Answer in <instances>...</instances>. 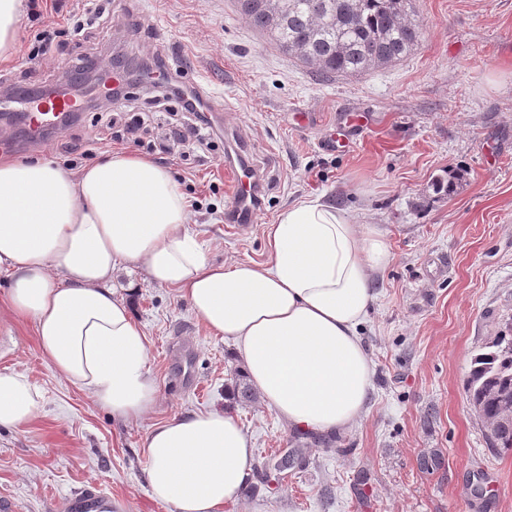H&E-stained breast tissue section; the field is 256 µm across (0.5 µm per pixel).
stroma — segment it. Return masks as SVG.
<instances>
[{
	"label": "stroma",
	"instance_id": "stroma-1",
	"mask_svg": "<svg viewBox=\"0 0 512 512\" xmlns=\"http://www.w3.org/2000/svg\"><path fill=\"white\" fill-rule=\"evenodd\" d=\"M100 3L112 20L107 36L89 45L77 13L43 64L28 54L49 18L25 9L16 51L0 60V87L59 89L81 57L123 66L155 55L203 100L223 102L208 142L161 151L176 117L138 101L128 109L144 116L138 134L105 129L92 107L39 135L0 129V156L76 172L110 152L149 155L174 173L191 227L217 263L268 261L269 224L303 200L333 203L379 229L392 259L359 328L372 388L357 424L325 443L289 428L264 402L237 404L232 343L210 335L175 289L128 267L113 285L141 286L133 312L150 342L158 397L146 418L126 422L47 365L32 322L10 312L0 277V369L26 373L45 395L26 426L0 430V498L21 512H60L70 493L93 486L121 499L124 512H173L148 492L146 433L178 414L230 408L254 444L251 481L260 491L224 512H512V455L489 449L466 393L473 356L512 319V0H412L424 34L410 54L328 81L251 29L235 0ZM353 115L367 123L350 148H325ZM229 128L249 143L265 183L254 222L242 227L226 221ZM460 165L466 184L435 195L434 179ZM293 448L306 459L288 474L264 467L266 456Z\"/></svg>",
	"mask_w": 512,
	"mask_h": 512
}]
</instances>
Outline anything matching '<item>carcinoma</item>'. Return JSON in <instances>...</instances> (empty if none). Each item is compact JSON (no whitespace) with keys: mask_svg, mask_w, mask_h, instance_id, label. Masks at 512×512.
Here are the masks:
<instances>
[{"mask_svg":"<svg viewBox=\"0 0 512 512\" xmlns=\"http://www.w3.org/2000/svg\"><path fill=\"white\" fill-rule=\"evenodd\" d=\"M237 7L252 29L323 80L395 63L414 50L423 32L411 0H281L276 9L259 0H237ZM466 391L479 415L496 422L490 448L512 452L511 326L472 358ZM232 395L240 403L256 400L239 370Z\"/></svg>","mask_w":512,"mask_h":512,"instance_id":"cac0c4a2","label":"carcinoma"}]
</instances>
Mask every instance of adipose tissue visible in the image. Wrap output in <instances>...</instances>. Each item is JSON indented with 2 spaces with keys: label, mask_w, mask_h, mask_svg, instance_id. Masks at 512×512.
<instances>
[{
  "label": "adipose tissue",
  "mask_w": 512,
  "mask_h": 512,
  "mask_svg": "<svg viewBox=\"0 0 512 512\" xmlns=\"http://www.w3.org/2000/svg\"><path fill=\"white\" fill-rule=\"evenodd\" d=\"M172 172L133 151L72 173L49 160L0 162V274L9 308L30 319L46 363L113 415L157 402L139 291L112 281L128 264L176 289L211 335L234 341L250 384L289 427L343 433L363 415L373 364L358 329L391 261L381 233L310 199L269 227L266 263L210 262ZM44 395L0 370V428L18 429ZM151 496L175 512H224L252 475L253 448L228 409L154 424L142 442Z\"/></svg>",
  "instance_id": "obj_1"
}]
</instances>
